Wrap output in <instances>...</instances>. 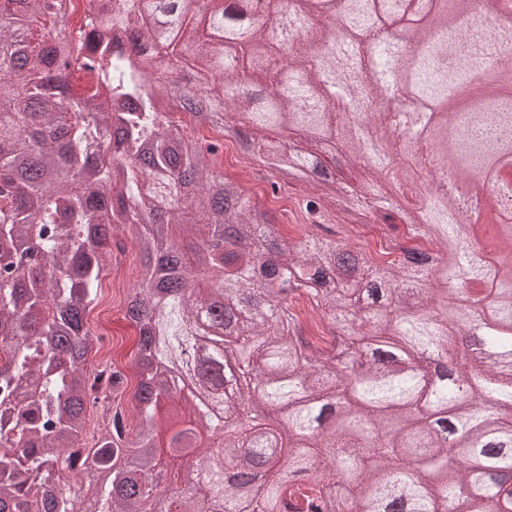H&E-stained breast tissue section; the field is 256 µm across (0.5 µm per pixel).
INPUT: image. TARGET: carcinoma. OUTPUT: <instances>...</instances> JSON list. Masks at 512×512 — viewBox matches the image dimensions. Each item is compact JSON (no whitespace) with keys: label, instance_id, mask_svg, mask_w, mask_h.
Masks as SVG:
<instances>
[{"label":"carcinoma","instance_id":"carcinoma-1","mask_svg":"<svg viewBox=\"0 0 512 512\" xmlns=\"http://www.w3.org/2000/svg\"><path fill=\"white\" fill-rule=\"evenodd\" d=\"M350 17L342 53L364 66L336 96L364 106L405 85L421 110L406 123L433 150L496 176L512 146V93L490 86L483 111L453 103L452 88L480 67L486 35L459 43L448 33L456 0H331ZM232 0H110L107 19L74 34L67 0H0V512H288L299 488L304 512H385L392 498L410 512H512V377L486 361L512 353V264L473 255L466 286L453 258L465 237L512 247V223L490 200L488 221L467 223L456 200L418 194L412 212L390 204L371 218L393 229V213L418 219L411 234L430 244L374 260L348 236L320 223L323 196L297 241L215 166L221 148L174 128L169 112L245 140L269 168L305 185L326 171L341 143L362 166V140L391 141L390 115L339 112L320 90L336 73L319 51L335 33L305 0H265L266 17L294 10L299 35L281 44L263 24H232ZM165 27L153 16L166 4ZM159 45L193 61L191 84L158 83L147 62ZM459 58L451 73L439 56ZM250 74L262 88L224 81ZM391 166L367 168L362 188L328 185L361 205L383 197ZM124 226L140 258L125 316L137 331L133 393L138 424L118 406L112 426L83 448L90 409L105 390L117 399L128 377L96 369L87 311ZM193 240L184 252V239ZM45 256L50 271L33 258ZM169 289L158 299L153 285ZM308 298L328 326L326 346L301 336L293 301ZM484 350L457 351L464 329ZM213 343L178 394L180 337ZM355 372L336 368L339 342ZM456 351L459 381L437 384L410 351ZM241 369L224 388V359ZM224 409L220 439L208 405ZM166 408V421L156 414ZM455 414V447L435 424ZM492 442L506 446L474 473L461 459ZM171 448L203 484L172 493L159 483ZM265 469L246 493L224 483V466ZM471 487L463 493V486Z\"/></svg>","mask_w":512,"mask_h":512}]
</instances>
